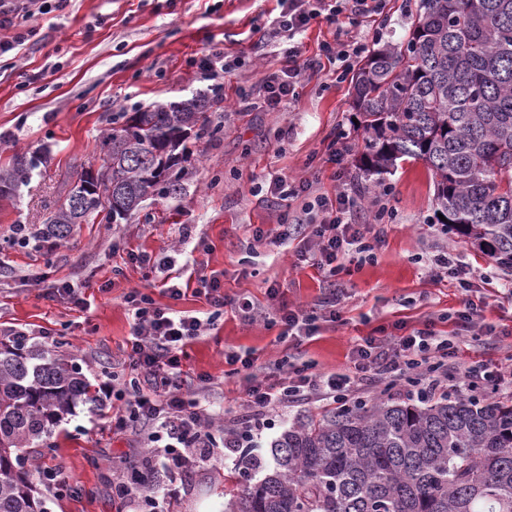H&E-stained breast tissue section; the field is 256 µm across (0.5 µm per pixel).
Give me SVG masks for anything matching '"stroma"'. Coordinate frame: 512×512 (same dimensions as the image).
Here are the masks:
<instances>
[{"label": "stroma", "instance_id": "obj_1", "mask_svg": "<svg viewBox=\"0 0 512 512\" xmlns=\"http://www.w3.org/2000/svg\"><path fill=\"white\" fill-rule=\"evenodd\" d=\"M417 3L387 0L386 16H353L339 28L311 23L301 36L305 54L316 56L322 43L336 39L368 41L377 29L383 40L402 42ZM275 7V0H71L65 11L30 21L33 36L14 56L0 59V164L16 154L42 157L15 196L0 199V327L35 330L33 345L79 367L102 408L91 414L77 406L40 452L39 461L57 466L68 483L61 493L31 473L47 512H127L112 490V467L139 451L132 433L112 430L113 400L100 368L125 357L132 327L125 295L131 289L204 319L210 308L198 290L216 275L226 297L247 295L260 308L256 324L247 325L233 306H225L214 326L188 346L183 362L190 391L204 392L225 409L230 425L243 412L246 381L231 373L225 352H254L262 366L289 356L320 372L346 371L353 337L398 323L411 329L432 321L445 335L456 330L464 293L429 277L427 257L450 245L474 267L490 265L436 223L433 179L422 162L398 163L381 178L359 169L351 76L335 78L328 67L305 77L278 112L247 105L246 95L279 65L276 40L257 34ZM215 50L240 57L241 64L217 78L223 96L207 111L217 134L189 140L178 194L148 196L138 211L112 224L75 225L67 239L40 249L14 245L17 226L41 227L75 168L102 164L103 136L114 113L208 92L194 61ZM342 135L354 146L341 165L350 186L360 194L379 184L388 188L393 218L383 226L374 259L346 258L344 271L329 279L317 267L296 264L301 240L278 247L256 241L254 234L257 227L274 226L284 211L301 212L309 196L335 197L339 185L327 146ZM309 171L317 172V181L293 201L253 192L271 175ZM132 251L170 257L173 274L188 280L184 296L173 301L163 294L159 277L129 261ZM498 276L499 285L484 291L480 321L501 329L512 327V299L502 288L512 272L502 269ZM271 286L279 290L273 301L266 295ZM335 289L342 293L340 318L322 321V303ZM76 294L90 301V310L75 307ZM282 305L317 314L316 335L295 348L279 341L282 328L272 319ZM511 353L507 341L471 335L458 359L490 366ZM224 472L218 464L187 476L171 512H226Z\"/></svg>", "mask_w": 512, "mask_h": 512}]
</instances>
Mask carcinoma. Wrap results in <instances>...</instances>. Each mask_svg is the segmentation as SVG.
Masks as SVG:
<instances>
[{
	"label": "carcinoma",
	"instance_id": "1",
	"mask_svg": "<svg viewBox=\"0 0 512 512\" xmlns=\"http://www.w3.org/2000/svg\"><path fill=\"white\" fill-rule=\"evenodd\" d=\"M352 82L360 168L381 175L400 160L422 162L448 230L512 271V0H419L407 39L377 43ZM210 133L197 97L116 113L102 192L78 213L60 203L21 243L65 239L95 221L111 191L122 218L154 192H180L183 168L147 181L131 157L152 164L156 150L184 154L191 137ZM38 162L15 155L1 167L0 197ZM79 403L97 410L77 367L0 342V512H47L24 460ZM273 459L254 484L245 470L224 476L229 512H512V397L340 406L294 422Z\"/></svg>",
	"mask_w": 512,
	"mask_h": 512
}]
</instances>
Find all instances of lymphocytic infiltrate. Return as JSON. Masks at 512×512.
Instances as JSON below:
<instances>
[{"label": "lymphocytic infiltrate", "mask_w": 512, "mask_h": 512, "mask_svg": "<svg viewBox=\"0 0 512 512\" xmlns=\"http://www.w3.org/2000/svg\"><path fill=\"white\" fill-rule=\"evenodd\" d=\"M369 0H288L287 10L271 21L272 30L285 46L280 51V68L266 72L258 90L261 106L279 111L293 95L302 76L320 72L323 64L346 63L351 54L362 53L364 44L346 48L342 43L323 44L321 54L305 56L301 34L314 21L338 24L347 11L365 13ZM361 199L347 194L335 202L317 198L304 211L314 224L313 246L297 251L298 262L317 265L330 277L336 276L339 260L350 252L373 251L380 234L369 233L367 225L346 222L350 208L361 206ZM432 277L455 281L465 292L464 307L458 313L467 327H475L484 306L481 285L491 283L492 271L473 267L453 248H442L429 265ZM125 300L133 315L128 376L107 372L112 396L120 408L112 416L113 429L131 432L139 448L147 453L144 466L132 471L118 469L114 481L120 495L131 504H143L144 512H169L173 491L161 485V476L177 480L198 467L214 465L219 458L239 463L243 451L261 444L269 414L305 400L344 402L361 390L363 381L373 377L389 380L403 389H415L417 397L447 395L449 390L472 388L474 372H461L449 382L447 365L458 354L459 337L445 336L424 327L401 336H360L351 348L352 373H321L312 364L277 369L257 375L252 354H226L227 364L248 379L243 400L251 414L247 425H235L214 434L213 424L222 422L220 411L203 405L198 395L185 388L182 359L186 347L207 328L206 322L169 307L157 306L145 293L134 290Z\"/></svg>", "instance_id": "lymphocytic-infiltrate-1"}]
</instances>
